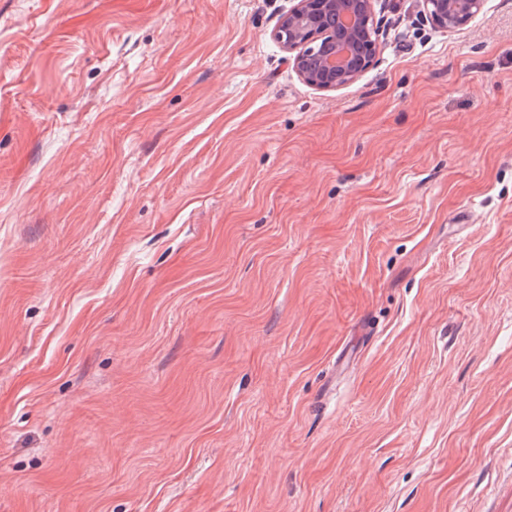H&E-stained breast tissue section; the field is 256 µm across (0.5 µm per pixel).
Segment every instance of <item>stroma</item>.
I'll return each instance as SVG.
<instances>
[{
  "label": "stroma",
  "instance_id": "stroma-1",
  "mask_svg": "<svg viewBox=\"0 0 512 512\" xmlns=\"http://www.w3.org/2000/svg\"><path fill=\"white\" fill-rule=\"evenodd\" d=\"M0 0V512H512V0ZM273 31L298 75L319 90L335 91L357 80L380 52L382 19L376 0H291ZM342 24L341 40L323 43L313 60V44L331 34L328 23ZM424 16L435 27L455 30L467 25L484 8L485 0H421Z\"/></svg>",
  "mask_w": 512,
  "mask_h": 512
}]
</instances>
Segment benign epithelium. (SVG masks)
I'll use <instances>...</instances> for the list:
<instances>
[{"mask_svg": "<svg viewBox=\"0 0 512 512\" xmlns=\"http://www.w3.org/2000/svg\"><path fill=\"white\" fill-rule=\"evenodd\" d=\"M376 0H291L273 31L298 75L319 90L335 91L357 80L380 52L382 19ZM485 0H422L435 27L455 30L484 8Z\"/></svg>", "mask_w": 512, "mask_h": 512, "instance_id": "7a95c632", "label": "benign epithelium"}]
</instances>
